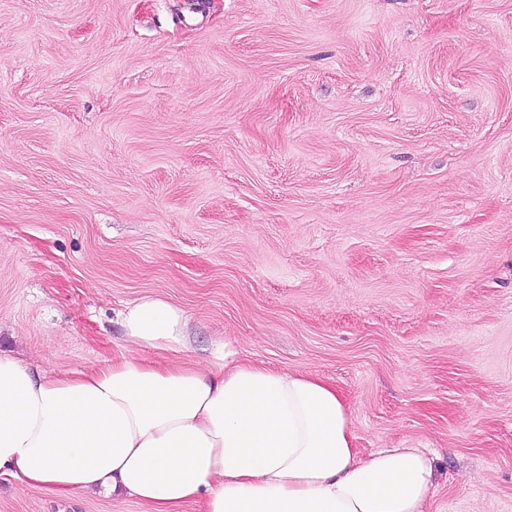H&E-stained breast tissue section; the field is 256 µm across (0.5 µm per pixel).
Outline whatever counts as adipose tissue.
<instances>
[{
  "mask_svg": "<svg viewBox=\"0 0 512 512\" xmlns=\"http://www.w3.org/2000/svg\"><path fill=\"white\" fill-rule=\"evenodd\" d=\"M118 324L169 363L51 375L0 355V475L59 497L127 494L145 512H423L429 452L362 455L335 385L253 364L224 341L205 368L185 362L189 317L158 296Z\"/></svg>",
  "mask_w": 512,
  "mask_h": 512,
  "instance_id": "adipose-tissue-1",
  "label": "adipose tissue"
}]
</instances>
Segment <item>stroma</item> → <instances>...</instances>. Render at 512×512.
Returning <instances> with one entry per match:
<instances>
[{"label":"stroma","mask_w":512,"mask_h":512,"mask_svg":"<svg viewBox=\"0 0 512 512\" xmlns=\"http://www.w3.org/2000/svg\"><path fill=\"white\" fill-rule=\"evenodd\" d=\"M318 375L425 512H512V0H0V353L138 357L144 295ZM0 512H145L0 476Z\"/></svg>","instance_id":"obj_1"}]
</instances>
